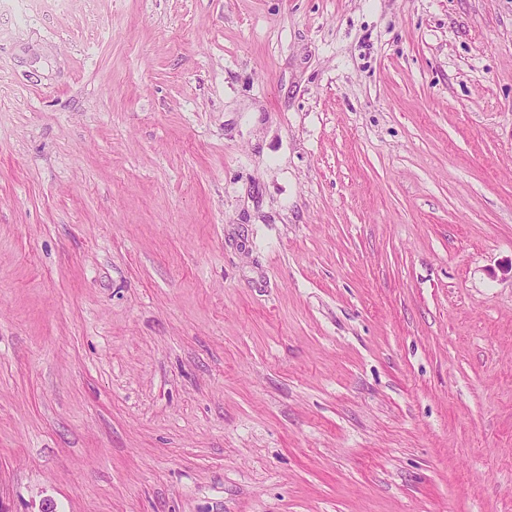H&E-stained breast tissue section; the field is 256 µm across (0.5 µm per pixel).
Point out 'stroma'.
<instances>
[{
  "label": "stroma",
  "instance_id": "stroma-1",
  "mask_svg": "<svg viewBox=\"0 0 512 512\" xmlns=\"http://www.w3.org/2000/svg\"><path fill=\"white\" fill-rule=\"evenodd\" d=\"M8 512H512V0H0Z\"/></svg>",
  "mask_w": 512,
  "mask_h": 512
}]
</instances>
